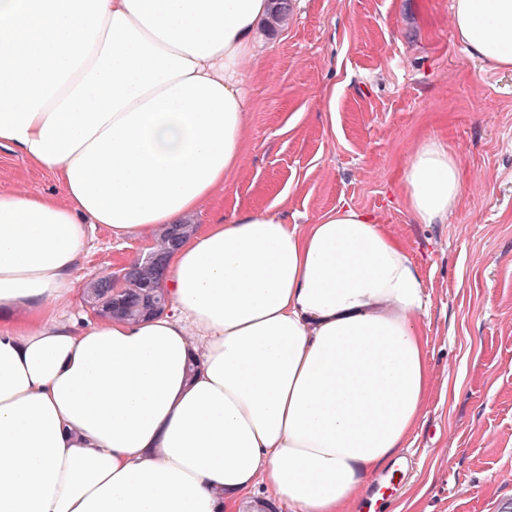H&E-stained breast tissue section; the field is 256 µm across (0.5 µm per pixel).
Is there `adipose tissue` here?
<instances>
[{
  "mask_svg": "<svg viewBox=\"0 0 512 512\" xmlns=\"http://www.w3.org/2000/svg\"><path fill=\"white\" fill-rule=\"evenodd\" d=\"M272 0H0V146L58 192L0 188V512H352L430 387L418 270L350 206L299 228L247 209L167 262L168 310L63 305L95 225L158 240L242 162ZM471 58L512 66V0H452ZM419 224L462 176L444 142L401 172Z\"/></svg>",
  "mask_w": 512,
  "mask_h": 512,
  "instance_id": "adipose-tissue-1",
  "label": "adipose tissue"
}]
</instances>
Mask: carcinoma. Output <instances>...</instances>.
Instances as JSON below:
<instances>
[{
    "instance_id": "obj_1",
    "label": "carcinoma",
    "mask_w": 512,
    "mask_h": 512,
    "mask_svg": "<svg viewBox=\"0 0 512 512\" xmlns=\"http://www.w3.org/2000/svg\"><path fill=\"white\" fill-rule=\"evenodd\" d=\"M292 8V0H275V8L270 14L272 23L285 22ZM192 232L190 224L164 227L163 248L153 252V260L136 258L130 261L123 266L124 275L118 282L107 274L92 280L85 291L87 303L94 309H102L107 316L120 315L130 320L163 313L169 304L168 293L162 285L166 252L178 247Z\"/></svg>"
}]
</instances>
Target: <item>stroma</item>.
I'll list each match as a JSON object with an SVG mask.
<instances>
[{
  "label": "stroma",
  "instance_id": "stroma-1",
  "mask_svg": "<svg viewBox=\"0 0 512 512\" xmlns=\"http://www.w3.org/2000/svg\"><path fill=\"white\" fill-rule=\"evenodd\" d=\"M263 32L246 84L242 166L197 223L283 201L297 224L348 204L400 238L429 297L431 386L407 442L417 461L386 512L512 507V70L471 59L451 0H292ZM446 141L463 186L444 224L416 223L400 170ZM48 193L50 176L0 148V187ZM96 227L85 280L147 252Z\"/></svg>",
  "mask_w": 512,
  "mask_h": 512
}]
</instances>
